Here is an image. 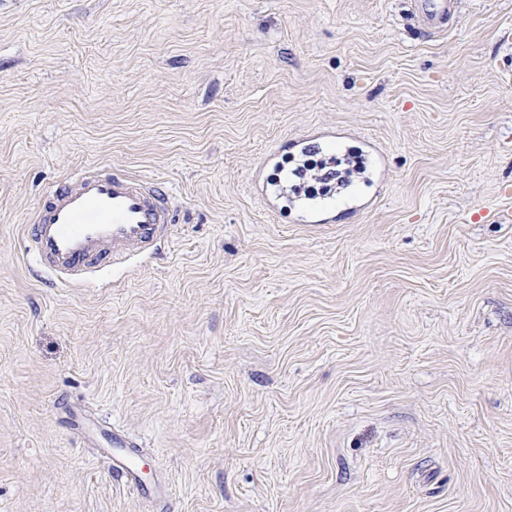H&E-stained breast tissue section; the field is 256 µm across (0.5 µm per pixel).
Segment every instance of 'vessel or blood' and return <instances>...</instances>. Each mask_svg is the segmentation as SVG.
<instances>
[{"label":"vessel or blood","instance_id":"obj_1","mask_svg":"<svg viewBox=\"0 0 512 512\" xmlns=\"http://www.w3.org/2000/svg\"><path fill=\"white\" fill-rule=\"evenodd\" d=\"M413 5L423 24L438 32L455 13L457 0H413ZM175 209L169 191L124 171L89 166L50 187L24 240L52 285H80L132 255L158 251L171 237ZM101 454L113 473L141 486L137 463L126 454L120 434H113L111 447Z\"/></svg>","mask_w":512,"mask_h":512}]
</instances>
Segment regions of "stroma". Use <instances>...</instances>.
Listing matches in <instances>:
<instances>
[{
    "label": "stroma",
    "mask_w": 512,
    "mask_h": 512,
    "mask_svg": "<svg viewBox=\"0 0 512 512\" xmlns=\"http://www.w3.org/2000/svg\"><path fill=\"white\" fill-rule=\"evenodd\" d=\"M313 136L386 172L300 224L254 179ZM89 165L170 189L174 237L57 288L23 229ZM509 211L512 0L441 33L411 0H0V512H512ZM123 437L112 431V446L114 448H100L101 454L107 459L112 473L119 475L124 482L149 493L150 487L145 485L139 475L137 463L125 452Z\"/></svg>",
    "instance_id": "stroma-1"
}]
</instances>
